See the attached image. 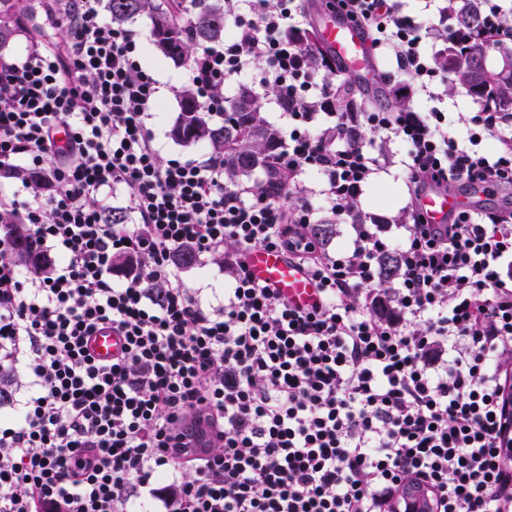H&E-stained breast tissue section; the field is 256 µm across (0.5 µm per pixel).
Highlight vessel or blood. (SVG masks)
I'll return each instance as SVG.
<instances>
[{"mask_svg":"<svg viewBox=\"0 0 512 512\" xmlns=\"http://www.w3.org/2000/svg\"><path fill=\"white\" fill-rule=\"evenodd\" d=\"M312 24L337 67L345 72H354L363 89H371L372 74L378 62L365 31L353 25L341 13L326 7L314 14ZM482 192L479 186L475 187L470 197L431 189L422 195L421 205L432 223L444 224L452 214L474 208L475 197ZM249 266L256 281L279 289L294 305L305 307L313 302L316 295L313 283L285 254L259 249L250 254ZM122 347V337L108 329L99 331L89 341L91 354L103 362L111 361ZM190 428L191 446L186 450L187 456L193 459L206 458L216 438L217 426L212 425L207 413L203 412L191 422Z\"/></svg>","mask_w":512,"mask_h":512,"instance_id":"vessel-or-blood-1","label":"vessel or blood"}]
</instances>
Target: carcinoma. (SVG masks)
<instances>
[{
	"label": "carcinoma",
	"mask_w": 512,
	"mask_h": 512,
	"mask_svg": "<svg viewBox=\"0 0 512 512\" xmlns=\"http://www.w3.org/2000/svg\"><path fill=\"white\" fill-rule=\"evenodd\" d=\"M106 8L116 27L136 16H149L154 45L174 62L187 60L198 45L224 39V0H192L186 23L180 19L179 0H106ZM446 11L455 26L467 28L474 34L465 54L458 55L450 47L441 58L440 66L447 69L451 88H464L487 108L512 112V50L503 52L500 69L486 68L491 47L481 30L483 0H448ZM305 41L312 61L325 63L327 53L319 44L316 32L308 31ZM179 97L181 112L171 130L172 137L184 143H206L213 151L229 157L226 177L231 181L264 166L269 153L280 145L279 132L266 123L258 100L245 87L240 88L231 101V114L221 125L210 123L196 102L192 87H183ZM0 219L11 225L14 236L20 241L17 258L27 264L34 263L35 256L25 244L26 226L7 214ZM312 231L320 243L326 245L336 236V224L330 218L325 219L314 225ZM397 269L395 254L385 253L380 257L383 282L394 279Z\"/></svg>",
	"instance_id": "carcinoma-1"
}]
</instances>
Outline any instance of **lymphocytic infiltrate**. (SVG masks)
Instances as JSON below:
<instances>
[{
    "label": "lymphocytic infiltrate",
    "mask_w": 512,
    "mask_h": 512,
    "mask_svg": "<svg viewBox=\"0 0 512 512\" xmlns=\"http://www.w3.org/2000/svg\"><path fill=\"white\" fill-rule=\"evenodd\" d=\"M308 2L236 0L233 35L190 69L219 119L225 82L252 72L276 90L288 125L252 182L226 184L220 154L162 158L147 125L158 82L100 0H52L44 26L64 39L0 55V212L27 225L42 268L12 261L1 224L0 352L29 363L25 399L0 425V512H404L409 485L434 512H512V206L432 224L417 204L433 185L512 191V113H472L462 140L437 108L337 109L335 82L308 61ZM327 3L390 60L392 93L447 81L424 47L433 27L401 0ZM364 128L405 153L395 242L353 210L378 167ZM118 186L129 221L109 224L103 195ZM316 194L350 226L343 250L309 231ZM185 248L223 270L221 306L181 278ZM262 248L314 281L310 307L253 279ZM119 255L133 264L117 281ZM103 328L125 340L107 363L87 349ZM203 409L220 435L207 458L181 460Z\"/></svg>",
    "instance_id": "obj_1"
}]
</instances>
